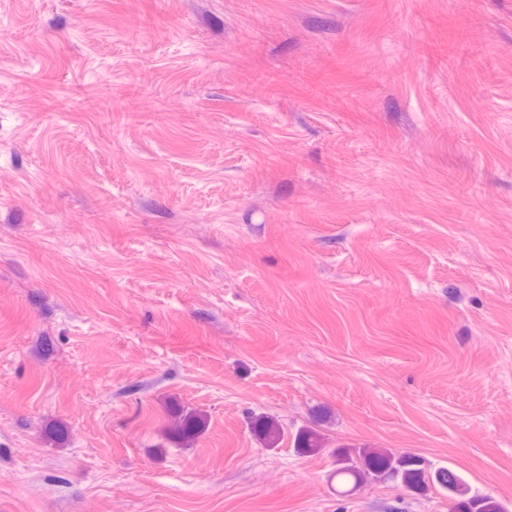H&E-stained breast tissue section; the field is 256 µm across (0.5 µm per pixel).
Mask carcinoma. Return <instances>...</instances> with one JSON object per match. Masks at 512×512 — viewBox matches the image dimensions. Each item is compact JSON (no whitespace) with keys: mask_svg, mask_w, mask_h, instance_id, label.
Returning a JSON list of instances; mask_svg holds the SVG:
<instances>
[{"mask_svg":"<svg viewBox=\"0 0 512 512\" xmlns=\"http://www.w3.org/2000/svg\"><path fill=\"white\" fill-rule=\"evenodd\" d=\"M202 427V421L194 415H183L175 422L173 432L180 439L193 440ZM254 430L266 447L277 446L281 437V427L270 418H259L254 421ZM294 447L304 453H314L322 448L319 433L311 428L298 430L294 437ZM334 476L343 485L355 489L362 484L381 478L399 479L407 486L419 489L426 481L436 483L448 492V496L456 498L467 496L458 502L460 512H501L499 505L486 495H468L464 480L449 469H438L429 474L421 466L420 460L411 455H396L386 450H360L353 455L349 452L336 454V470Z\"/></svg>","mask_w":512,"mask_h":512,"instance_id":"carcinoma-1","label":"carcinoma"}]
</instances>
